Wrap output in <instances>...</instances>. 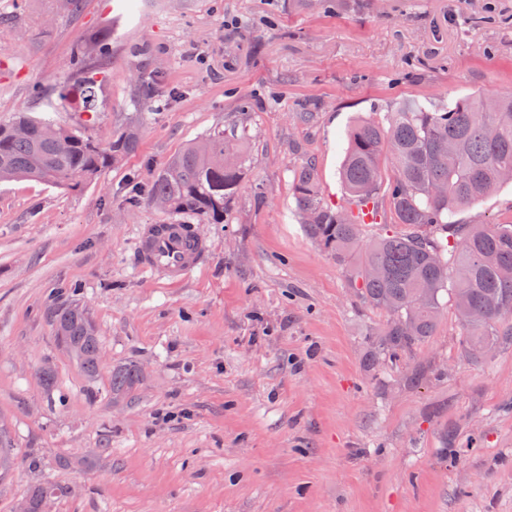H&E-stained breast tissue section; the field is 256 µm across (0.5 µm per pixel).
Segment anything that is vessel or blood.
Returning <instances> with one entry per match:
<instances>
[{
  "label": "vessel or blood",
  "instance_id": "1",
  "mask_svg": "<svg viewBox=\"0 0 512 512\" xmlns=\"http://www.w3.org/2000/svg\"><path fill=\"white\" fill-rule=\"evenodd\" d=\"M210 252L201 233L186 234L179 224H146L138 232L140 269L168 283L184 281Z\"/></svg>",
  "mask_w": 512,
  "mask_h": 512
}]
</instances>
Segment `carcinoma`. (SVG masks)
Masks as SVG:
<instances>
[{
    "instance_id": "cac0c4a2",
    "label": "carcinoma",
    "mask_w": 512,
    "mask_h": 512,
    "mask_svg": "<svg viewBox=\"0 0 512 512\" xmlns=\"http://www.w3.org/2000/svg\"><path fill=\"white\" fill-rule=\"evenodd\" d=\"M138 102L149 108L171 101L180 90L157 79L133 76ZM85 113L92 115L95 84L83 81ZM250 127L233 118L186 144L150 171L146 201L174 216L204 224L224 223L246 170ZM135 125L102 146L77 127L17 112L0 123V182L30 179L75 191L99 180L139 146ZM390 160L394 176L386 202L403 230L365 241L353 210H334L323 200L315 167L306 164L294 178L296 214L305 233L348 271L349 287L389 320L381 349L393 357L411 353L434 335L452 284L455 318L467 329L460 355L479 358L473 347L512 337V224H460L464 208L512 183V96L464 98L451 108L406 104L384 120H361L347 132L341 169L345 192L354 203L378 202L380 163ZM48 315L64 348L93 378L100 371V339L86 309L51 305ZM140 372L128 365L112 372L111 391L130 393ZM19 465L18 450L0 424V474ZM67 489L44 482L28 495L30 512H47Z\"/></svg>"
}]
</instances>
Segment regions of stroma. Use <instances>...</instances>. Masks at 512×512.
I'll use <instances>...</instances> for the list:
<instances>
[{
	"instance_id": "stroma-1",
	"label": "stroma",
	"mask_w": 512,
	"mask_h": 512,
	"mask_svg": "<svg viewBox=\"0 0 512 512\" xmlns=\"http://www.w3.org/2000/svg\"><path fill=\"white\" fill-rule=\"evenodd\" d=\"M118 2L0 0V121L75 123L72 50L108 29L87 131L142 122L137 152L81 190L0 183V421L41 462L0 481V512L44 480L70 489L49 512H512V342L460 358L447 295L416 358L381 355L386 314L306 235L293 198L309 160L325 203L350 208L340 168L360 119L512 95V0H151L119 26ZM138 68L181 97L140 109ZM235 112L257 138L223 223L200 227L209 259L180 284L149 278L138 230L174 217L131 208L129 177ZM457 220L512 222V184ZM72 301L101 336L93 381L46 314ZM131 364L138 384L113 398L112 370Z\"/></svg>"
}]
</instances>
